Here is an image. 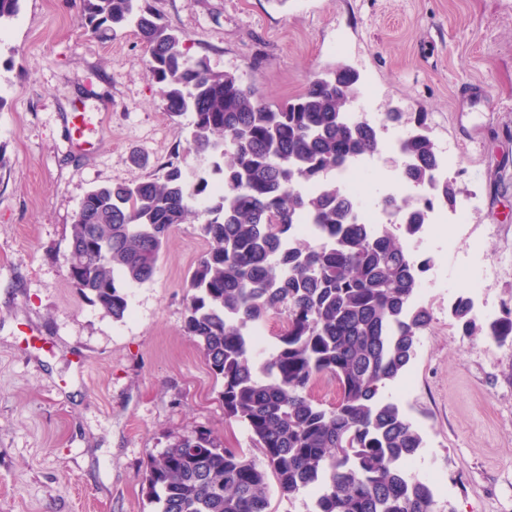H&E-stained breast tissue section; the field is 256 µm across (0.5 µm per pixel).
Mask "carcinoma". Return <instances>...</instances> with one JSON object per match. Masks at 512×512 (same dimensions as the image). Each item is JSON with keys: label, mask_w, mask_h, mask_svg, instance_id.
Wrapping results in <instances>:
<instances>
[{"label": "carcinoma", "mask_w": 512, "mask_h": 512, "mask_svg": "<svg viewBox=\"0 0 512 512\" xmlns=\"http://www.w3.org/2000/svg\"><path fill=\"white\" fill-rule=\"evenodd\" d=\"M21 2L0 0V25ZM79 19L95 35L133 28L163 110L172 121L191 116L187 152L209 166L171 161L160 175L90 190L71 224V280L121 320L127 286L152 278L172 230L199 224L209 248L188 282L185 331L223 382L225 418L244 423L260 453L206 430L176 437L144 465L153 512H268L272 479L283 496L311 491L314 512H433L432 488L408 474L423 437L382 395L431 322L416 302L431 259L403 239L418 237L430 201L456 198L424 116L406 132L401 174L430 193L385 196L399 237L391 225L357 223L358 203L334 177L385 149L381 127L346 116L361 94L357 72L338 66L269 104L234 74L187 58L149 0H80ZM298 224L313 226L312 241L293 236ZM450 316L477 331L469 297ZM271 317L276 352L258 362L255 326ZM324 375L336 382L328 408L311 394Z\"/></svg>", "instance_id": "1"}]
</instances>
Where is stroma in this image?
Segmentation results:
<instances>
[{"mask_svg":"<svg viewBox=\"0 0 512 512\" xmlns=\"http://www.w3.org/2000/svg\"><path fill=\"white\" fill-rule=\"evenodd\" d=\"M190 60L231 72L278 103L343 65L359 75L358 111L427 115L448 175L469 199L453 248L422 232L416 254L444 287L406 372L384 393L424 438L413 477L434 512H512V0H150ZM79 0H23L0 29V512H152L143 463L173 436L211 432L254 453L226 419L223 386L184 328L190 273L209 244L182 224L153 277L127 290L123 320L74 286L71 225L94 187L131 183L186 151L131 29L95 37ZM496 265L473 299L479 329L449 316L472 247Z\"/></svg>","mask_w":512,"mask_h":512,"instance_id":"35a3bbf8","label":"stroma"}]
</instances>
